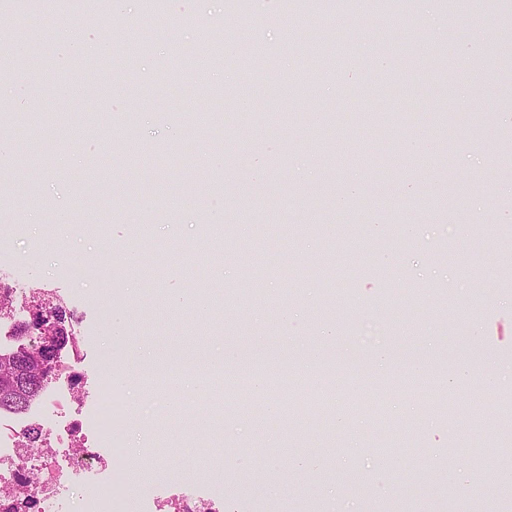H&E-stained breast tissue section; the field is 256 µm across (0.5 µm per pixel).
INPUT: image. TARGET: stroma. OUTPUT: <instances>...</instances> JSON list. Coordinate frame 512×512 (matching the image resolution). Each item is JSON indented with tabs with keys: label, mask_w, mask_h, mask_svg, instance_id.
<instances>
[{
	"label": "stroma",
	"mask_w": 512,
	"mask_h": 512,
	"mask_svg": "<svg viewBox=\"0 0 512 512\" xmlns=\"http://www.w3.org/2000/svg\"><path fill=\"white\" fill-rule=\"evenodd\" d=\"M90 2L0 14V53L22 42L39 57L38 83L8 72L0 101L24 108L40 95L67 120L29 128L37 169L0 167V260L22 284L60 289L88 331L87 379L109 357L119 492L150 491L146 512L179 489L223 497L224 512H475L466 483L494 488L489 512H512V481L500 470L512 426L466 413L512 392V0H471L465 16L404 0L402 24L380 34L369 26L372 0L345 20L338 0H322L305 25L285 0H251L240 22L264 55L246 73L229 48L208 63L225 98L252 104L222 107L220 150L185 133L212 94L173 82L169 68L175 46L224 22L225 0H167L172 41L142 29L143 0H122L93 25ZM468 28L478 49L461 35ZM70 29L103 52L67 50ZM320 30L353 54L302 92L304 121L263 133L288 112L285 85ZM132 37L149 50L115 66ZM367 113L388 119L389 144L365 134ZM92 122L134 137L137 163L113 140L82 136ZM440 130L446 157L435 148ZM63 206L65 226L55 222ZM203 224L224 225L239 260L210 265ZM113 290L120 300L103 313ZM378 321L389 328L382 349L363 346L361 331ZM351 353L364 366L349 388L362 394L391 385L397 359L418 365L413 383L429 376V361L443 362L441 394L459 417L421 416L410 390L381 420L361 406L337 407L332 421L287 419L292 393L266 388L226 409L219 431L196 427L195 367L227 354L231 367L263 378L262 357L285 356L315 389L321 368ZM475 444L476 468L454 453ZM213 448L221 456L203 464ZM430 448L439 451L432 464L422 459Z\"/></svg>",
	"instance_id": "1"
}]
</instances>
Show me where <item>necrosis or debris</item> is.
Wrapping results in <instances>:
<instances>
[{
    "instance_id": "necrosis-or-debris-1",
    "label": "necrosis or debris",
    "mask_w": 512,
    "mask_h": 512,
    "mask_svg": "<svg viewBox=\"0 0 512 512\" xmlns=\"http://www.w3.org/2000/svg\"><path fill=\"white\" fill-rule=\"evenodd\" d=\"M53 288H26L0 274V355L13 352L17 328L37 307L57 304ZM66 346L53 359L56 374L35 404L0 411V512H130L113 490L112 385L107 375L87 383L84 326L71 324ZM92 387L90 406L77 404Z\"/></svg>"
}]
</instances>
